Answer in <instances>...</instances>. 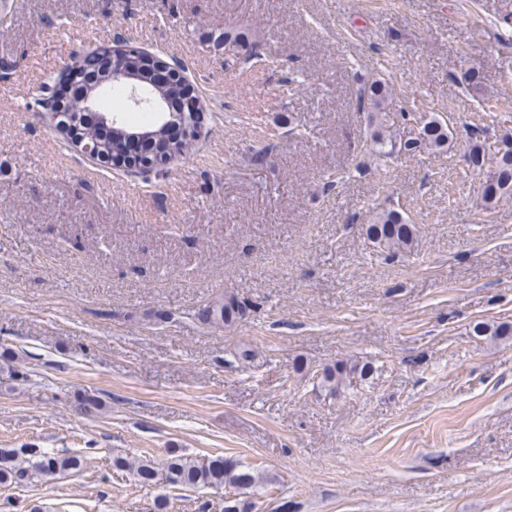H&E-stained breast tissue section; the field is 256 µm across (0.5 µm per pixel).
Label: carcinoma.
<instances>
[{
  "instance_id": "cac0c4a2",
  "label": "carcinoma",
  "mask_w": 512,
  "mask_h": 512,
  "mask_svg": "<svg viewBox=\"0 0 512 512\" xmlns=\"http://www.w3.org/2000/svg\"><path fill=\"white\" fill-rule=\"evenodd\" d=\"M116 61L132 72L138 80L148 85L152 82V69L156 58L137 50H128ZM72 78L74 74L69 72ZM65 76V77H67ZM60 77L50 85L51 95L62 106L61 114L75 116L84 110L82 98H74L65 85L68 81ZM192 85L181 79H173L162 90V95L173 99L182 98ZM391 92L380 80L366 83L358 89L357 111L366 113L367 145L369 153L376 160L386 163L403 155L410 156L420 149L443 155L455 142V130L442 115L434 113L416 121L414 135L403 137L391 122L389 115ZM151 133L155 157L145 159L142 164L154 163L156 158H164L172 153L182 155L189 152L193 139L180 144H170L166 140L161 121L154 120L139 126ZM127 126L112 132V139L100 144L99 158L117 166L126 161ZM465 162L475 171H486L482 187L480 211L490 213L500 199L512 196V136H508L489 153L476 132H471L464 146ZM366 240L379 253L396 255L407 253L414 247L417 226L402 210L386 207L373 217L372 223L363 227ZM254 308L247 300L234 295H224L211 299L194 311L192 318L201 326L220 329L235 323L245 313ZM471 334L480 341L497 340L512 336V324L478 320L472 324ZM18 353L11 347L0 348V373L8 378L26 379L27 374L14 366ZM376 371L373 362L368 360H338L318 371L319 387L325 396L338 399L351 384V379L370 380ZM83 465V459L74 454H62L37 450L35 448H0V485L11 486L41 479H48L61 472L75 470ZM118 469L132 471L143 484H149L162 476L165 482L181 489H224L230 487L240 494H247L267 482V476L257 469L239 461L226 459L221 455L212 457H189L174 454L167 459L163 468H158L151 457L123 458L114 460Z\"/></svg>"
}]
</instances>
